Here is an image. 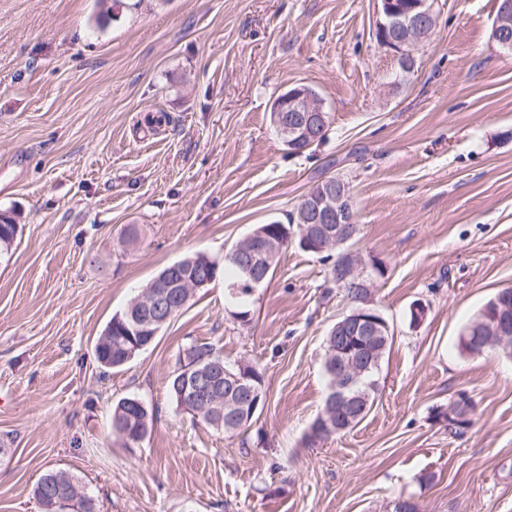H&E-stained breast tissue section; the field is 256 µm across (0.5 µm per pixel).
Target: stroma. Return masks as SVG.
I'll return each instance as SVG.
<instances>
[{"mask_svg": "<svg viewBox=\"0 0 512 512\" xmlns=\"http://www.w3.org/2000/svg\"><path fill=\"white\" fill-rule=\"evenodd\" d=\"M497 4L440 0L406 77L375 39L378 0H125L104 24L97 0H0V211L23 226L0 261V512H41L32 489L50 470L98 512H393L401 499L512 512V356L457 347L512 288V51L491 36ZM300 85L330 127L293 155L270 111ZM334 175L352 188L354 248L385 267L374 300L394 332L356 427L303 440L327 391L324 336L348 303L325 262L293 248L250 324L218 280L128 365L100 367L107 322L158 271L197 251L223 259ZM204 342L264 371L241 434L170 399L179 353ZM131 395L155 421L128 448L111 416ZM461 395L470 423L454 435Z\"/></svg>", "mask_w": 512, "mask_h": 512, "instance_id": "1", "label": "stroma"}]
</instances>
